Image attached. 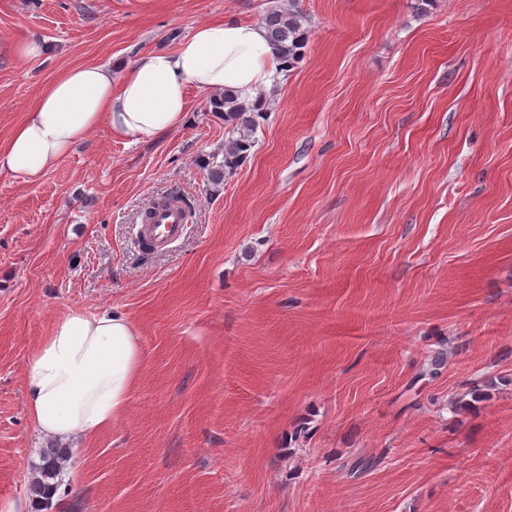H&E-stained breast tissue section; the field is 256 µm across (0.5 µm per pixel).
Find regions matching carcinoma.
Segmentation results:
<instances>
[{"mask_svg": "<svg viewBox=\"0 0 512 512\" xmlns=\"http://www.w3.org/2000/svg\"><path fill=\"white\" fill-rule=\"evenodd\" d=\"M268 39L275 46L288 71L302 57L307 33L303 29L302 16L294 9H272L264 19ZM210 111L224 117L229 137L224 142V159L206 164L211 183L220 187L244 164L254 147L257 108L240 98L238 93L226 90L210 100ZM69 449L51 445L40 452V462L33 467L28 495L35 512L50 503L58 487L60 477L69 459Z\"/></svg>", "mask_w": 512, "mask_h": 512, "instance_id": "carcinoma-1", "label": "carcinoma"}]
</instances>
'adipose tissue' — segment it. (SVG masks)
<instances>
[{
	"label": "adipose tissue",
	"instance_id": "ef3b65f1",
	"mask_svg": "<svg viewBox=\"0 0 512 512\" xmlns=\"http://www.w3.org/2000/svg\"><path fill=\"white\" fill-rule=\"evenodd\" d=\"M280 61L262 26L221 20L199 25L175 50L143 54L113 76L84 65L59 76L0 147V175L34 181L99 126L131 142L183 125L191 92L236 91L252 101ZM143 365L135 326L124 313L72 310L32 352L29 417L49 436L89 439L125 413Z\"/></svg>",
	"mask_w": 512,
	"mask_h": 512
}]
</instances>
